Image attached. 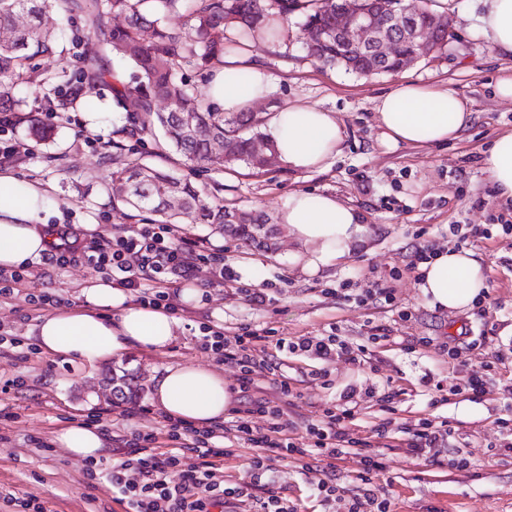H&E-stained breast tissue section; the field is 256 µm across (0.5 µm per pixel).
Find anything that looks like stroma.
Listing matches in <instances>:
<instances>
[{
  "label": "stroma",
  "instance_id": "obj_1",
  "mask_svg": "<svg viewBox=\"0 0 512 512\" xmlns=\"http://www.w3.org/2000/svg\"><path fill=\"white\" fill-rule=\"evenodd\" d=\"M483 0H447L444 10L454 32L446 52L422 56L400 73L356 76L323 67L304 48L300 18L288 22V36L278 45L260 43L252 58L273 76L268 98L256 107L261 115L298 102L337 113L343 142L338 155L323 169L297 173L283 162L257 171L225 164L214 152L207 177L224 186L225 204L263 212L271 249H256L229 237L212 234L208 225L184 224L182 233L208 240L224 251L229 275L217 281L213 270L200 266L182 281L173 302L182 328L161 352L130 348L121 358L88 365L67 361L40 350L35 326L47 310L79 307L82 291L96 279L85 262L59 268L38 258L24 267V279L10 296L0 298V512H18L19 500L35 497L47 512H126L116 500L108 473L125 457L124 442L134 431L158 425L160 409L120 416L101 378L122 367L138 372L146 390L169 365L192 363L220 373L226 387L236 384V368L201 349L203 325L223 327L233 335L252 325L276 337L337 334L364 346L367 364L344 361L322 364L268 348L267 357L297 388L290 419L293 436L320 419L325 406L337 404L346 388H354L359 404L350 427L354 438L371 442L386 459L387 469L376 481L393 512H512V450L505 448L498 428L512 418V363L487 367L488 355L512 342V206L500 202L483 157L497 136L512 132V100L495 93L499 77L512 71V54L492 50L479 17ZM44 28L57 38L58 56L38 58L40 70L53 72L59 57L68 60L95 51L80 19L47 11ZM449 86L467 99L469 117L459 136L432 146L383 143L376 121L378 100L398 82ZM103 113L97 128L89 112ZM53 137L29 140L26 125L0 132V142H20L28 151L7 165L8 173L41 185L48 192L49 223L72 224L109 238L136 225L132 210L112 204L108 183L113 141L126 155L150 157L151 141L119 140L117 127L125 115L112 109V82L97 83L92 105L70 104L52 118ZM318 191L336 195L360 210L366 219L362 250L311 273L305 270L306 246L288 234L279 215L290 193ZM485 224L489 235L477 239L472 251L483 261L487 288L471 306L439 310L429 306L416 285L412 268L416 254L456 247L470 225ZM389 288L392 300L368 299L366 291ZM261 291L268 303L250 302L246 290ZM30 294L53 298L51 308L27 304ZM386 336L375 339L377 329ZM469 345L464 363L449 361V338ZM327 369L329 385L313 382L312 374ZM483 374L487 392L479 399L449 386L465 384ZM393 394L390 403L377 392ZM103 413L106 441L95 478H87L86 459L63 448L56 436L82 422L90 412ZM392 417L400 425L389 439L374 428ZM448 420L455 432L449 440L447 463L438 465L412 457L408 443L419 418ZM364 454L352 448L336 464V495L321 500L319 472L303 469L292 459L275 462L265 481L274 482L299 512H347L358 489Z\"/></svg>",
  "mask_w": 512,
  "mask_h": 512
}]
</instances>
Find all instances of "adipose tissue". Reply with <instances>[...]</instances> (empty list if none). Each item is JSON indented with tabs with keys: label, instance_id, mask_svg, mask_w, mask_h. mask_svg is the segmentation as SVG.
<instances>
[{
	"label": "adipose tissue",
	"instance_id": "1",
	"mask_svg": "<svg viewBox=\"0 0 512 512\" xmlns=\"http://www.w3.org/2000/svg\"><path fill=\"white\" fill-rule=\"evenodd\" d=\"M481 26L492 48L512 53V0H487ZM271 76L248 62L246 52L225 55L210 74L209 99L224 113L240 112L266 99ZM377 118L391 145L444 144L458 136L468 116L466 99L449 87L402 84L378 101ZM267 126L278 158L297 172L325 166L341 151L343 134L335 113L291 104L269 115ZM500 200L512 202V133L499 137L483 159ZM47 200L31 182L0 174V268L11 269L40 257L52 239L39 230ZM364 217L336 196L317 191L291 194L281 213L291 235L310 245L309 272L350 255L365 242ZM418 282L431 306L456 310L473 304L486 287L483 265L475 253L446 248L420 267ZM82 307L46 315L37 324L43 349L87 363L119 358L129 347L166 349L180 324L160 309L129 303L108 281L83 291ZM156 405L173 418L208 425L223 418L231 396L222 376L194 364L167 367L153 386Z\"/></svg>",
	"mask_w": 512,
	"mask_h": 512
}]
</instances>
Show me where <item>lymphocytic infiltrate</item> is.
<instances>
[{"mask_svg":"<svg viewBox=\"0 0 512 512\" xmlns=\"http://www.w3.org/2000/svg\"><path fill=\"white\" fill-rule=\"evenodd\" d=\"M84 258L110 277L113 284L134 292L139 305L173 311L171 287L199 265L224 269V255L206 242L182 235L177 226L139 224L108 240L80 239L71 230L59 233L51 259L66 265ZM151 287H142V280ZM278 350L302 351L330 363L364 362V347H353L336 335L302 337L294 341L270 338L265 330L241 327L234 336L223 328L208 329L201 338L203 350L238 369V391L244 403L227 426H200L176 418H164L161 426L138 430L126 441V460L114 464L108 474L131 512H225L250 500H258L261 512H296L277 489L261 483L262 474L274 461L288 457L336 460L347 454L353 440L347 428L355 415V390H346L341 405L325 409L318 422L307 425L306 435H288V398L292 387L279 380L275 389L261 393L262 371H275L263 353L268 344ZM452 433L448 421L420 419L408 448L412 455L439 462ZM247 445L254 453L248 463L249 480L224 476V460L234 446ZM193 453L195 464L185 462Z\"/></svg>","mask_w":512,"mask_h":512,"instance_id":"lymphocytic-infiltrate-1","label":"lymphocytic infiltrate"}]
</instances>
